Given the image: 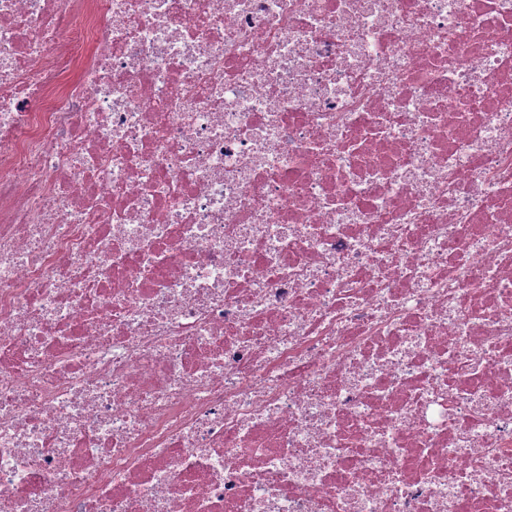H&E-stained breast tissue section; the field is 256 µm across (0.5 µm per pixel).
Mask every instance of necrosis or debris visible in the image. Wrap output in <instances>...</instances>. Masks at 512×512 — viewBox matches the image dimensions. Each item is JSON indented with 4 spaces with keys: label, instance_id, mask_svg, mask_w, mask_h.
Instances as JSON below:
<instances>
[{
    "label": "necrosis or debris",
    "instance_id": "obj_1",
    "mask_svg": "<svg viewBox=\"0 0 512 512\" xmlns=\"http://www.w3.org/2000/svg\"><path fill=\"white\" fill-rule=\"evenodd\" d=\"M505 470L512 0H0V512Z\"/></svg>",
    "mask_w": 512,
    "mask_h": 512
}]
</instances>
